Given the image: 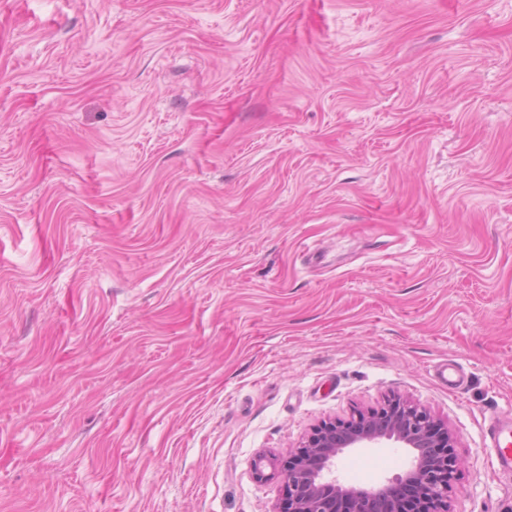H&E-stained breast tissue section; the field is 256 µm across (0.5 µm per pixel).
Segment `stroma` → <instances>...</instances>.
Listing matches in <instances>:
<instances>
[{
    "mask_svg": "<svg viewBox=\"0 0 512 512\" xmlns=\"http://www.w3.org/2000/svg\"><path fill=\"white\" fill-rule=\"evenodd\" d=\"M393 396L512 512V0H0V512H273ZM490 447L496 448L498 468L503 473H512V417H495L485 434Z\"/></svg>",
    "mask_w": 512,
    "mask_h": 512,
    "instance_id": "1",
    "label": "stroma"
}]
</instances>
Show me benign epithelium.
I'll list each match as a JSON object with an SVG mask.
<instances>
[{
	"label": "benign epithelium",
	"mask_w": 512,
	"mask_h": 512,
	"mask_svg": "<svg viewBox=\"0 0 512 512\" xmlns=\"http://www.w3.org/2000/svg\"><path fill=\"white\" fill-rule=\"evenodd\" d=\"M406 448L407 470L371 490L342 484L335 460L354 448ZM462 462L448 427L426 409L401 398L329 419L286 457L262 453L253 463L260 480H278L282 497L275 512H451L448 493Z\"/></svg>",
	"instance_id": "1"
}]
</instances>
